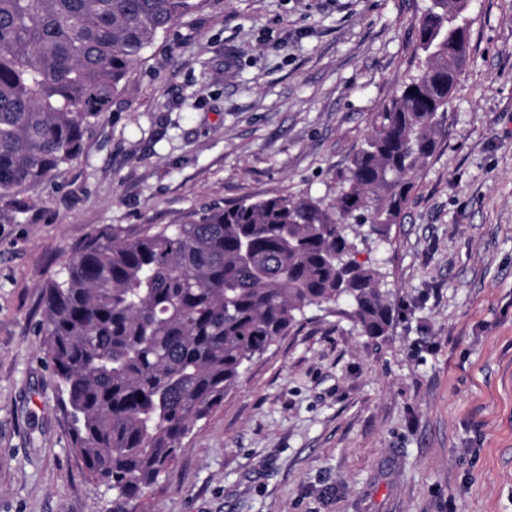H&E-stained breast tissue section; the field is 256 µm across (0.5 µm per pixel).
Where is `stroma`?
I'll list each match as a JSON object with an SVG mask.
<instances>
[{
    "label": "stroma",
    "mask_w": 512,
    "mask_h": 512,
    "mask_svg": "<svg viewBox=\"0 0 512 512\" xmlns=\"http://www.w3.org/2000/svg\"><path fill=\"white\" fill-rule=\"evenodd\" d=\"M63 175L0 223V512H109L42 352L44 285L93 237L203 207L331 201L418 72L429 0H196ZM471 52L388 242L387 336L305 310L198 421L154 512H512V0H470Z\"/></svg>",
    "instance_id": "1"
}]
</instances>
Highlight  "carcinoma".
<instances>
[{
  "label": "carcinoma",
  "mask_w": 512,
  "mask_h": 512,
  "mask_svg": "<svg viewBox=\"0 0 512 512\" xmlns=\"http://www.w3.org/2000/svg\"><path fill=\"white\" fill-rule=\"evenodd\" d=\"M469 0H431L416 19L420 74L371 116L336 199L277 196L190 224L122 230L70 256L44 289L43 353L90 478L109 512H146L194 424L304 309L351 306L385 336L391 292L355 260L360 229L387 241L430 158L470 55ZM195 0H0V222L24 189L60 177L156 38Z\"/></svg>",
  "instance_id": "obj_1"
}]
</instances>
